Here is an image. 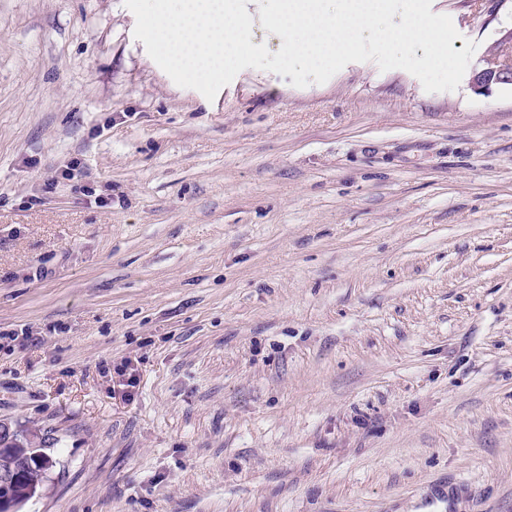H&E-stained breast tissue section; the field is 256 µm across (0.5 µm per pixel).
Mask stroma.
Listing matches in <instances>:
<instances>
[{
  "mask_svg": "<svg viewBox=\"0 0 512 512\" xmlns=\"http://www.w3.org/2000/svg\"><path fill=\"white\" fill-rule=\"evenodd\" d=\"M431 11L475 66L512 28ZM135 25L0 0V421L53 460L21 512H512V85L210 101Z\"/></svg>",
  "mask_w": 512,
  "mask_h": 512,
  "instance_id": "obj_1",
  "label": "stroma"
}]
</instances>
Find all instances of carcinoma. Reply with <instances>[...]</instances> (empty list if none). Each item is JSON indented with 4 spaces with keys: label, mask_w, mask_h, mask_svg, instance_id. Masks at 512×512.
Instances as JSON below:
<instances>
[{
    "label": "carcinoma",
    "mask_w": 512,
    "mask_h": 512,
    "mask_svg": "<svg viewBox=\"0 0 512 512\" xmlns=\"http://www.w3.org/2000/svg\"><path fill=\"white\" fill-rule=\"evenodd\" d=\"M44 437L29 428H18L15 437L0 442V471H8L18 479L0 487V503L21 506L41 489L52 460L46 453Z\"/></svg>",
    "instance_id": "carcinoma-1"
}]
</instances>
